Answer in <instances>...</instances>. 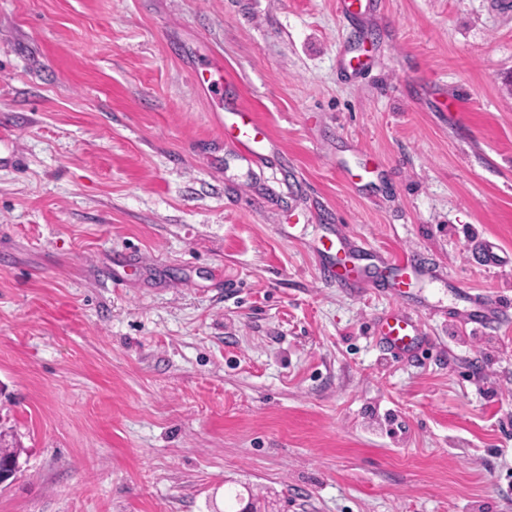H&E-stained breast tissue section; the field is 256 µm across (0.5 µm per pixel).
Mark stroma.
Instances as JSON below:
<instances>
[{
    "mask_svg": "<svg viewBox=\"0 0 512 512\" xmlns=\"http://www.w3.org/2000/svg\"><path fill=\"white\" fill-rule=\"evenodd\" d=\"M0 129V512H512V0H0ZM224 132L257 160L265 157L269 147L267 131L247 113H224ZM324 246L328 257V273L335 278L336 284L355 287L365 278L371 277V269L355 262L356 256L363 252V247L357 245L350 237L329 240ZM461 295L472 305V308L464 320L465 326L470 325L474 328L484 327L502 318V309L489 303L480 294H474L469 290L462 291ZM375 330L390 353L396 357L414 350L420 339L415 323L405 316H394L378 322Z\"/></svg>",
    "mask_w": 512,
    "mask_h": 512,
    "instance_id": "1",
    "label": "stroma"
}]
</instances>
